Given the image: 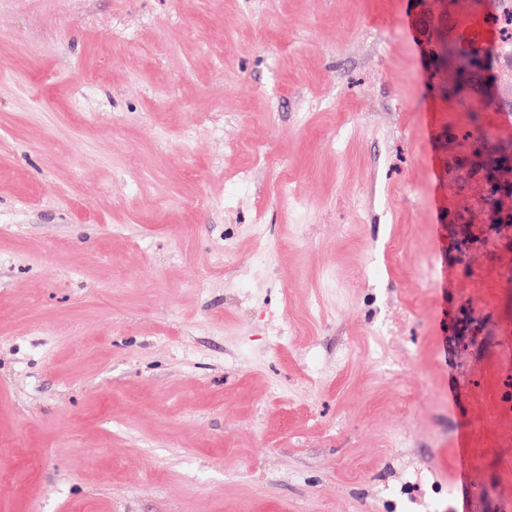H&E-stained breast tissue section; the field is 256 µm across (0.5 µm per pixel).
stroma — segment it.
<instances>
[{
    "label": "stroma",
    "instance_id": "1",
    "mask_svg": "<svg viewBox=\"0 0 512 512\" xmlns=\"http://www.w3.org/2000/svg\"><path fill=\"white\" fill-rule=\"evenodd\" d=\"M506 2L0 0V512H512Z\"/></svg>",
    "mask_w": 512,
    "mask_h": 512
}]
</instances>
